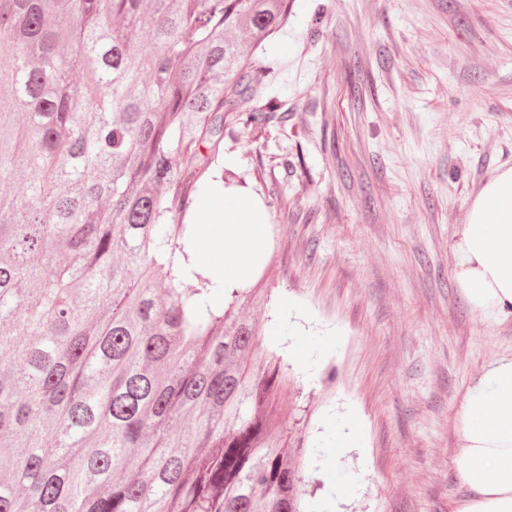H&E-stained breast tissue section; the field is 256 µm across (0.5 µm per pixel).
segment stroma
I'll use <instances>...</instances> for the list:
<instances>
[{"instance_id": "stroma-1", "label": "stroma", "mask_w": 512, "mask_h": 512, "mask_svg": "<svg viewBox=\"0 0 512 512\" xmlns=\"http://www.w3.org/2000/svg\"><path fill=\"white\" fill-rule=\"evenodd\" d=\"M255 61L280 108L227 120L212 165L265 208L259 349L299 380L281 416L306 433L303 488L343 512H454L459 403L512 356V315L473 312L454 276L472 201L512 167V0H295ZM347 401L363 458L324 425Z\"/></svg>"}]
</instances>
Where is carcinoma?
<instances>
[{"label":"carcinoma","instance_id":"carcinoma-1","mask_svg":"<svg viewBox=\"0 0 512 512\" xmlns=\"http://www.w3.org/2000/svg\"><path fill=\"white\" fill-rule=\"evenodd\" d=\"M288 2L0 0V512H306L255 295L174 263Z\"/></svg>","mask_w":512,"mask_h":512}]
</instances>
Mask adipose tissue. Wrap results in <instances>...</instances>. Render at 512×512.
I'll return each instance as SVG.
<instances>
[{"instance_id": "obj_1", "label": "adipose tissue", "mask_w": 512, "mask_h": 512, "mask_svg": "<svg viewBox=\"0 0 512 512\" xmlns=\"http://www.w3.org/2000/svg\"><path fill=\"white\" fill-rule=\"evenodd\" d=\"M185 273L201 270L215 287L242 286L265 259L267 222L247 193L214 185L189 219ZM223 250V264L199 266V248ZM455 279L482 316L512 313V167L491 177L474 199L454 247ZM453 458L470 494L456 512H512V358L488 364L467 387L457 412Z\"/></svg>"}]
</instances>
